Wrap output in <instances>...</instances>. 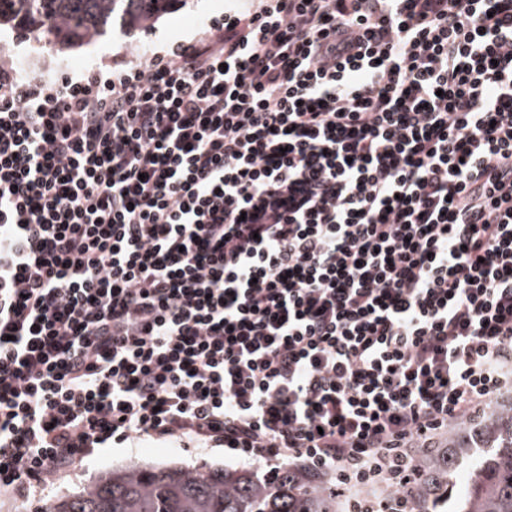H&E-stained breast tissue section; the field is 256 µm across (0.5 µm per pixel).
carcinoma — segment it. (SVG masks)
Here are the masks:
<instances>
[{"label": "carcinoma", "instance_id": "carcinoma-1", "mask_svg": "<svg viewBox=\"0 0 512 512\" xmlns=\"http://www.w3.org/2000/svg\"><path fill=\"white\" fill-rule=\"evenodd\" d=\"M187 0H0L10 25L62 48H82L116 21L144 29ZM447 451L429 453L416 481L419 512H512V402L448 434ZM48 512H336V490L284 470L185 469L150 463L115 468L92 486L57 497Z\"/></svg>", "mask_w": 512, "mask_h": 512}]
</instances>
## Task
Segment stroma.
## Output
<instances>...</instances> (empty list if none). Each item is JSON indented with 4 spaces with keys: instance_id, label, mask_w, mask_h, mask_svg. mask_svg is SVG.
Returning <instances> with one entry per match:
<instances>
[{
    "instance_id": "stroma-1",
    "label": "stroma",
    "mask_w": 512,
    "mask_h": 512,
    "mask_svg": "<svg viewBox=\"0 0 512 512\" xmlns=\"http://www.w3.org/2000/svg\"><path fill=\"white\" fill-rule=\"evenodd\" d=\"M246 7V0H188L186 6L166 16L150 29L130 35L118 33L105 36L97 43L75 50L39 46L37 40L8 27L0 29V44L9 46V60L19 68L37 67L59 74L79 73L103 64L122 70L130 60L125 52L126 46L138 44L161 51L173 42L197 36L212 23L223 22L226 15L244 11ZM146 462L177 465L186 469L236 468L240 465L238 459L225 454L220 448L196 456L179 448L176 443L145 438L131 444L103 449L87 460L74 463L53 486L50 495L55 498L83 489L106 470Z\"/></svg>"
}]
</instances>
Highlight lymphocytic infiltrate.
Instances as JSON below:
<instances>
[{"label":"lymphocytic infiltrate","mask_w":512,"mask_h":512,"mask_svg":"<svg viewBox=\"0 0 512 512\" xmlns=\"http://www.w3.org/2000/svg\"><path fill=\"white\" fill-rule=\"evenodd\" d=\"M512 392V0H258L114 71L0 67V500L111 444L415 512Z\"/></svg>","instance_id":"lymphocytic-infiltrate-1"}]
</instances>
